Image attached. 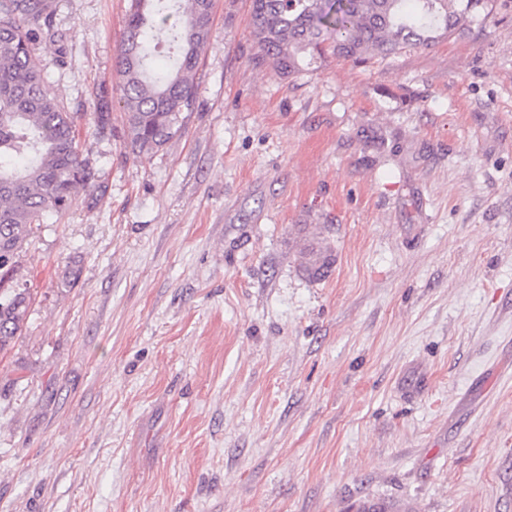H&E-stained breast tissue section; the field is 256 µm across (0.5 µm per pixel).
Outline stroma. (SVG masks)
Instances as JSON below:
<instances>
[{
	"label": "stroma",
	"instance_id": "1",
	"mask_svg": "<svg viewBox=\"0 0 512 512\" xmlns=\"http://www.w3.org/2000/svg\"><path fill=\"white\" fill-rule=\"evenodd\" d=\"M53 8L66 49L35 54L102 187L21 259L0 512H512V0L291 77L252 66L251 0H215L196 105L149 155L120 134L129 0ZM96 109V127L99 133H104L107 129L112 130L110 126L112 121L111 99L108 89L104 87L96 88L94 93ZM328 247L317 246L307 248L301 252L304 262L302 263L303 271L313 279H320L328 273L331 266V258H329Z\"/></svg>",
	"mask_w": 512,
	"mask_h": 512
}]
</instances>
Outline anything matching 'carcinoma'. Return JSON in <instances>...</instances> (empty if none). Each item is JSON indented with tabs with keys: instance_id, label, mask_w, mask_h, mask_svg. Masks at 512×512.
<instances>
[{
	"instance_id": "carcinoma-1",
	"label": "carcinoma",
	"mask_w": 512,
	"mask_h": 512,
	"mask_svg": "<svg viewBox=\"0 0 512 512\" xmlns=\"http://www.w3.org/2000/svg\"><path fill=\"white\" fill-rule=\"evenodd\" d=\"M489 0H252L254 67L298 75L330 53L359 62L386 59L408 46L428 47L480 23ZM213 0H130L116 70L123 135L132 152L156 153L183 129L199 94L196 68L212 33ZM52 0H0V357L28 323L32 295L19 275L34 224L65 211L77 190L100 189L83 155L75 116L46 82L35 45L61 41ZM167 42L172 64H155ZM96 127L111 126L108 89L94 93ZM303 271L328 273V247L302 251Z\"/></svg>"
}]
</instances>
